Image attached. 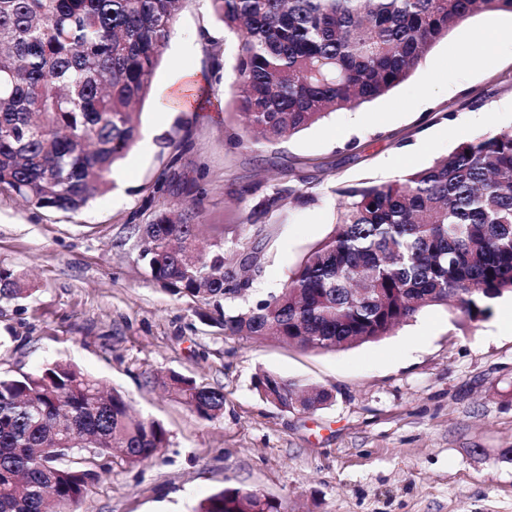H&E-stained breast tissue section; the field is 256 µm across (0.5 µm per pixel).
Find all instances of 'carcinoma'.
Here are the masks:
<instances>
[{"instance_id":"obj_1","label":"carcinoma","mask_w":512,"mask_h":512,"mask_svg":"<svg viewBox=\"0 0 512 512\" xmlns=\"http://www.w3.org/2000/svg\"><path fill=\"white\" fill-rule=\"evenodd\" d=\"M185 0H0V188L34 209L77 212L106 192L135 145L134 108ZM235 34L242 130L275 141L332 112L387 95L464 20L512 12V0H210ZM332 232L275 293L238 305L252 288L262 229L198 253L196 189L180 218L136 224L141 258L163 289L228 304L224 335L274 336L336 352L391 335L424 309L451 304L469 322L512 295V129L462 141L428 167L382 184L339 186ZM312 197L276 189L266 214ZM30 289L0 270V297ZM163 387L205 420L224 415V390L177 372ZM258 397L287 411L325 408L326 388L264 371ZM162 423L134 417L126 396L68 363L0 375V512H63L112 467L159 458ZM195 512H281L253 491L224 488Z\"/></svg>"}]
</instances>
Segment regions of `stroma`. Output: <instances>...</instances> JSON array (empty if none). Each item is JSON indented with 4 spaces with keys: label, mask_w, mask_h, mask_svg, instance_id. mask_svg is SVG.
I'll list each match as a JSON object with an SVG mask.
<instances>
[{
    "label": "stroma",
    "mask_w": 512,
    "mask_h": 512,
    "mask_svg": "<svg viewBox=\"0 0 512 512\" xmlns=\"http://www.w3.org/2000/svg\"><path fill=\"white\" fill-rule=\"evenodd\" d=\"M236 47L208 0H185L138 108L139 135L112 187L77 213L37 210L0 188V269L30 295L0 298V374L74 364L159 420L169 446L140 469L114 461L76 512H193L225 487L285 512H512V333L496 313L469 323L444 306L377 342L337 352L228 337L214 305L171 295L150 277L132 227L203 188L199 244L244 237L280 184L312 195L267 213L256 293L280 288L331 232L335 187L383 183L429 166L476 134L512 129V13L466 19L387 96L336 111L268 143L237 142ZM204 77L190 105L170 89ZM177 371L222 387L224 415L200 419L163 390ZM261 371L330 389L320 410L263 402Z\"/></svg>",
    "instance_id": "1"
}]
</instances>
